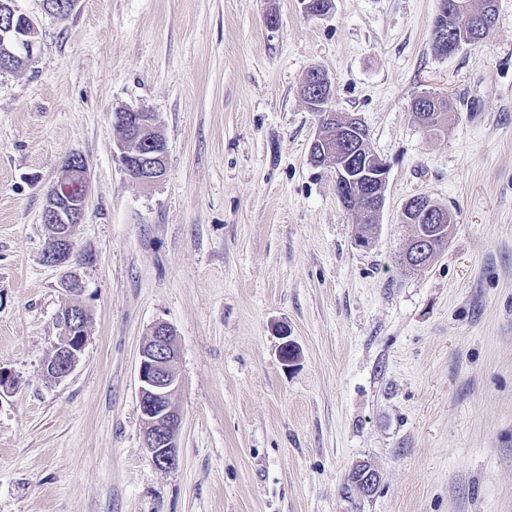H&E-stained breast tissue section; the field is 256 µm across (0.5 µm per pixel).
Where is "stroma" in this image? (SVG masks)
<instances>
[{"label": "stroma", "instance_id": "1", "mask_svg": "<svg viewBox=\"0 0 512 512\" xmlns=\"http://www.w3.org/2000/svg\"><path fill=\"white\" fill-rule=\"evenodd\" d=\"M33 60L0 73V512H512V0L490 36L432 46L439 0H76L63 19L15 0ZM361 118L389 167L380 224L332 166L318 116ZM447 99L444 132L410 106ZM150 112L167 145L152 184L115 156L113 112ZM83 155L71 238L81 289L43 255L45 195ZM424 195L456 214L426 267L402 262ZM85 309L75 370L48 378L62 309ZM180 347L176 463L144 444L139 352ZM298 356L279 357L280 329ZM366 463L371 495L348 486Z\"/></svg>", "mask_w": 512, "mask_h": 512}]
</instances>
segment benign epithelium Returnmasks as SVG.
<instances>
[{"mask_svg": "<svg viewBox=\"0 0 512 512\" xmlns=\"http://www.w3.org/2000/svg\"><path fill=\"white\" fill-rule=\"evenodd\" d=\"M38 28L34 20L20 27L15 12H0V72L8 71L19 61L32 57ZM302 96L310 111L318 114L319 129L311 146V154L321 162L335 157L336 193L341 200L349 195L371 201L365 209L367 218L380 221L384 201L387 166L365 140L366 126L358 117L341 118L332 108L333 83L320 68L312 70L302 85ZM113 124L119 132L115 158L132 179L152 184L162 178L167 149L162 141L148 139L154 124L143 110L123 109L114 113ZM89 167L79 154L69 156L61 167L54 186L46 195L44 221L54 225L48 241L45 261L53 266L67 264L74 256L70 228L81 223L89 192ZM403 223L437 225L446 221L443 212L435 210L426 196H414L402 207ZM434 251L433 236H423L410 244L407 261L414 267L427 264ZM61 336L54 343L44 364V372L58 380L75 368L87 339V323L82 309L68 307L58 315ZM179 347L172 328L166 323L152 327L142 345L138 366L139 398L144 423V442L151 461L169 468L176 461V435L181 412L174 396L179 386L176 364ZM350 479L371 494L379 483L377 471L368 466L353 469Z\"/></svg>", "mask_w": 512, "mask_h": 512, "instance_id": "obj_1", "label": "benign epithelium"}]
</instances>
